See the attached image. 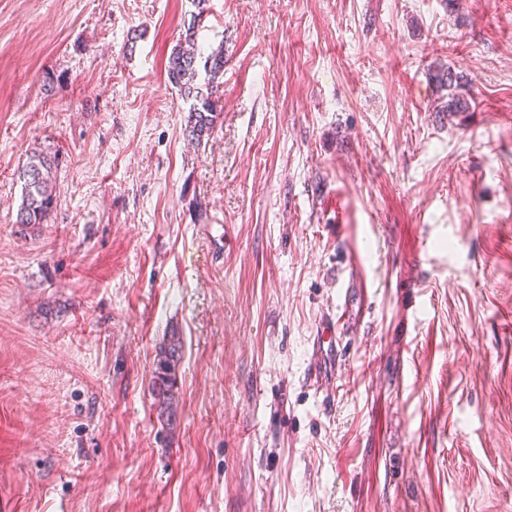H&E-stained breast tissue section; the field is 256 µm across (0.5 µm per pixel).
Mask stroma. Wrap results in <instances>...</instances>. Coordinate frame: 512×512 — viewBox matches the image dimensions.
<instances>
[{
	"instance_id": "35a3bbf8",
	"label": "stroma",
	"mask_w": 512,
	"mask_h": 512,
	"mask_svg": "<svg viewBox=\"0 0 512 512\" xmlns=\"http://www.w3.org/2000/svg\"><path fill=\"white\" fill-rule=\"evenodd\" d=\"M193 10L0 0V502L512 512V0H207L199 144L166 76ZM437 78L440 84L448 88V112H465L469 109L468 101L460 93L463 91L464 94H467V82H463L461 75L448 67L441 75L438 74ZM56 156L33 154L28 162L18 169V179L23 182V200L18 208L16 221L19 224L43 223L53 204L52 170L56 167ZM180 336H170L160 348L155 360L154 392L157 409L163 420L170 425L175 420L177 397V374L181 360Z\"/></svg>"
}]
</instances>
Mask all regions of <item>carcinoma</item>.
<instances>
[{"mask_svg":"<svg viewBox=\"0 0 512 512\" xmlns=\"http://www.w3.org/2000/svg\"><path fill=\"white\" fill-rule=\"evenodd\" d=\"M197 13L179 43L173 48L167 62L168 82L178 89L189 104L186 131L196 142L211 135L221 114L219 100L213 98L211 90L220 85L224 75V48L206 51L198 44L197 30L200 25L206 0H193ZM439 83L448 88V111L464 112L469 103L463 98L466 83L462 76L448 68L437 75ZM56 157L34 154L18 169V179L23 182V200L18 208L16 223L41 224L53 204L52 170ZM180 337L171 336L160 348L155 360L154 392L157 409L163 420L170 423L176 414L177 374L181 360Z\"/></svg>","mask_w":512,"mask_h":512,"instance_id":"obj_1","label":"carcinoma"}]
</instances>
